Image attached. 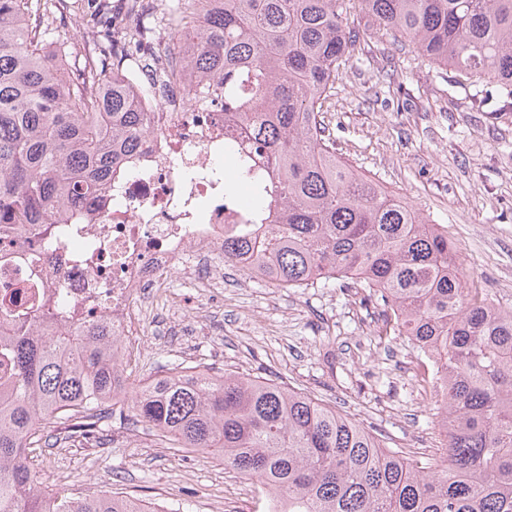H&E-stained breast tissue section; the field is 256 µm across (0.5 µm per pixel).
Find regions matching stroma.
<instances>
[{
	"label": "stroma",
	"instance_id": "35a3bbf8",
	"mask_svg": "<svg viewBox=\"0 0 512 512\" xmlns=\"http://www.w3.org/2000/svg\"><path fill=\"white\" fill-rule=\"evenodd\" d=\"M366 63L341 69L324 104L337 155L434 223L448 228L470 278L512 308V112L473 106L436 65L378 34ZM397 70L378 83V68ZM382 309L355 282L284 288L224 270V299L205 320L159 311L128 363L131 385L173 364L271 380L336 407L386 447L435 459L442 440L434 405L416 378L406 337L378 336ZM44 488L79 497L109 490L160 512H262L247 478L210 454H185L133 426L128 404L110 406L89 440L34 452Z\"/></svg>",
	"mask_w": 512,
	"mask_h": 512
}]
</instances>
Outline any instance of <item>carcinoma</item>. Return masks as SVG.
Instances as JSON below:
<instances>
[{"instance_id":"obj_1","label":"carcinoma","mask_w":512,"mask_h":512,"mask_svg":"<svg viewBox=\"0 0 512 512\" xmlns=\"http://www.w3.org/2000/svg\"><path fill=\"white\" fill-rule=\"evenodd\" d=\"M135 21L167 66L182 59L224 82V129L253 157L234 176L261 190L262 223L224 235L284 288L351 279L380 301L388 327L417 352L416 376L444 427V457L386 448L336 408L275 382L183 367L131 394L132 418L172 447L212 454L263 485L281 512H512V310L468 283L448 231L336 155L321 119L340 68L364 55L369 30L405 38L472 88L512 106V0H174L190 27L163 29L148 0H98ZM66 0H0V225L52 224L77 211L141 143L138 60L109 47L47 40ZM366 19L360 24L354 11ZM111 332L40 336L0 310V512H152L100 491L41 489L31 448L55 446V418L87 436L118 387Z\"/></svg>"}]
</instances>
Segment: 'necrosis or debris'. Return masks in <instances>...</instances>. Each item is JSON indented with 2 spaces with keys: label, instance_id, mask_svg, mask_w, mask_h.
I'll return each mask as SVG.
<instances>
[{
  "label": "necrosis or debris",
  "instance_id": "4bbe7bcc",
  "mask_svg": "<svg viewBox=\"0 0 512 512\" xmlns=\"http://www.w3.org/2000/svg\"><path fill=\"white\" fill-rule=\"evenodd\" d=\"M147 115L139 150L80 213L51 234L26 226L28 260L0 253V310L36 321L40 334L100 325L120 357L140 344L148 303L171 276L205 291L224 285V231L243 209L224 200V165L244 142L224 139V84L187 67L139 97Z\"/></svg>",
  "mask_w": 512,
  "mask_h": 512
}]
</instances>
